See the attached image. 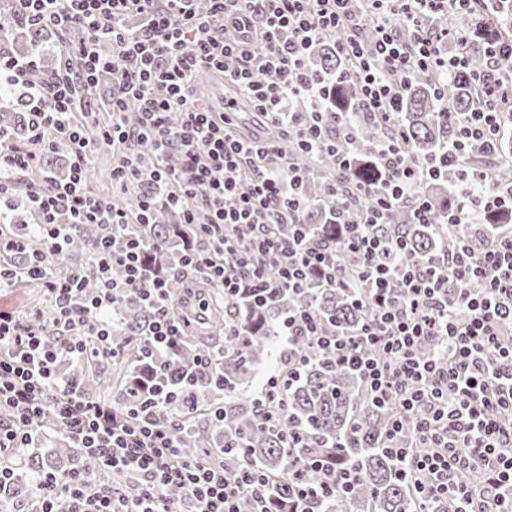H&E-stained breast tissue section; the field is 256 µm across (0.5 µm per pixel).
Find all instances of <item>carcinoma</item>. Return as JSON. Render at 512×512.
Returning a JSON list of instances; mask_svg holds the SVG:
<instances>
[{"label": "carcinoma", "instance_id": "cac0c4a2", "mask_svg": "<svg viewBox=\"0 0 512 512\" xmlns=\"http://www.w3.org/2000/svg\"><path fill=\"white\" fill-rule=\"evenodd\" d=\"M337 33L317 41L311 64L332 72L342 68L334 43L342 38ZM0 42L12 47L17 57H32L39 70L49 73L57 64V54L42 43L40 30L31 28L15 15L6 13L0 19ZM468 61L466 76H448L434 91L431 77L416 73L407 80L401 126L406 133L408 149L418 157H433L452 145L456 129L443 113L467 112L475 104L476 90L467 77L485 70V45L471 42L464 49ZM27 97L17 88L0 89V131L20 143L27 138ZM357 133L343 150L357 159L349 179L341 178L332 162L322 156L300 150L290 144L293 164L307 173L304 197L307 208L302 216V230L309 242L326 243L338 250L342 266L353 270L356 258L343 250L340 225L332 222L339 206L354 202L362 207L372 200L358 196L364 182L377 180L370 164L374 148L387 129L364 118H355ZM55 152L45 151L37 166L29 170L27 179L38 182L43 172L62 176L65 171L54 163ZM468 169L482 171L487 181L502 192L512 189V162H498L475 151L469 155ZM463 184V170L450 167L434 179L419 185L418 193L431 204V223H414L410 203L396 204L386 215V223L376 226L384 238H400L407 248L421 258H429L454 248L457 235L443 224L448 208L459 203L454 189ZM140 190L133 189L112 198V202L129 212L139 210ZM183 203L172 206L157 198L151 208L150 223L141 225L143 233L162 247L150 257L151 265L162 268L169 289L177 297L189 272L179 263L184 245L206 246L194 224L179 223ZM97 235L93 226L80 229L69 248V257L78 265L88 262L87 247ZM309 306L340 332H349L366 320L371 309L368 284H357L356 293L342 289L315 287L300 293L283 292L265 304L251 298L228 296L215 300L209 309L203 336H186L185 347L175 355L146 357V337L141 335L147 315L123 301L114 311L112 344L122 356V381L112 388L97 376L94 364H80L73 377L88 398L94 394L113 392L112 404L118 409L140 408L150 394L140 379L163 368L158 384L186 400L195 411L211 423L214 435L209 441L220 454L209 458L224 463V476L231 478L245 467H253L269 482L271 498L278 505L272 512H293L294 491L288 481V462L301 470L314 484L321 482L322 472L311 464L328 454L354 466L359 479L348 493L336 492L312 504V512H412L415 502L403 479V465L383 450L385 433L396 417L397 404L377 405L360 378L327 361L308 336H302L288 352V365L299 372L287 391V405L277 422L263 418L271 407L264 397L239 393L251 381L254 368L262 362L278 340L279 323L290 309ZM194 417L185 421L181 450L190 457L200 456L204 447L193 428ZM293 447H288V442ZM26 471L14 476L10 493L0 500L7 506L11 495L31 489L40 469L38 449L27 450ZM57 471L104 472L99 461L81 448L61 441L56 448ZM461 484L477 487L486 474L479 466H471L454 474Z\"/></svg>", "mask_w": 512, "mask_h": 512}]
</instances>
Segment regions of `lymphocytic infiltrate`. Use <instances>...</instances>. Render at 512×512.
I'll return each instance as SVG.
<instances>
[{
    "label": "lymphocytic infiltrate",
    "instance_id": "lymphocytic-infiltrate-1",
    "mask_svg": "<svg viewBox=\"0 0 512 512\" xmlns=\"http://www.w3.org/2000/svg\"><path fill=\"white\" fill-rule=\"evenodd\" d=\"M11 2L31 26L74 28L83 37L62 46L58 69L41 78L35 60L0 52V87L24 86L31 106L26 146L0 133V259L16 248L8 211L18 190H25L35 214L30 235L38 244L27 265L0 262V288L18 279L38 284L56 328L48 336V320L37 310L25 317L0 311V494L9 490L21 449L56 434L92 452L103 467L126 473L128 489H103L79 471L47 470L36 479L29 512H57L61 497L70 512H176L185 504L190 512H236L244 492L267 496L265 479L252 471L230 480L205 459L180 458L182 427L167 417L169 397L151 399L130 419L111 402L86 398L58 370L64 359L116 356L112 307L121 300L147 312L151 351L174 350L185 332L169 314L175 300L165 281L149 271L152 246L136 219L83 188L95 148L108 144L118 155L113 189L147 183L180 194L188 210L207 212L201 233L212 249L188 250L185 263L222 295L263 302L303 290L315 277L327 288H350L358 278L369 284L372 312L356 330L324 329L313 310L302 308L280 323L284 346L311 337L337 367L361 375L375 402L395 401L401 414L413 416L427 453L411 455L393 433L384 448L403 463L422 499H451L459 512H512V428L498 418L512 413V341L502 339L512 329V230L497 234L482 251L464 243L427 260L402 242L385 246L372 231L407 197L417 222L428 223L429 208L416 188L434 177L439 164L463 165L473 150L499 154L503 125L512 118V75L499 72L497 60L512 58V39L484 26L458 35L463 43H486L488 64L477 78L474 108L452 115L457 142L439 158L422 159L408 152L398 126L402 86L412 73L440 78L465 71L463 57L444 51L448 30L435 28V21L462 9L482 14L494 0H207L204 13L196 11V0ZM367 23L377 32L370 43L361 37ZM334 33L346 70H311L309 48ZM202 72L232 83L276 136L243 135L235 100L214 111L194 89ZM105 74L112 80V120L103 125L89 122L77 86L98 85ZM345 81L359 89L352 111L391 130L376 149V205L336 214L344 247L358 260L351 279L342 275L336 251L278 232L279 225L301 223L305 208L303 176L286 160L288 139L331 157L338 171L351 168L339 143L354 128L346 113L325 106L330 89ZM131 107L139 114L133 127L124 123ZM145 140L155 152L150 163L133 148ZM44 148L67 152L68 180L47 174L41 182L27 181ZM460 195L446 221L462 227H479L512 204V191L501 192L474 170ZM86 224L99 229L87 265H65L74 235ZM242 224L253 228L249 240L235 236ZM118 236L124 242L117 249L112 241ZM228 249L240 256L236 268L224 265ZM270 267L276 277L267 276ZM116 268L122 281L112 278ZM90 276L98 283L91 293L84 287ZM429 340L443 347L447 365L418 357ZM474 462L490 473L481 497L452 478ZM323 470L326 478L317 485L289 471L300 502L349 491L358 477L341 462Z\"/></svg>",
    "mask_w": 512,
    "mask_h": 512
}]
</instances>
